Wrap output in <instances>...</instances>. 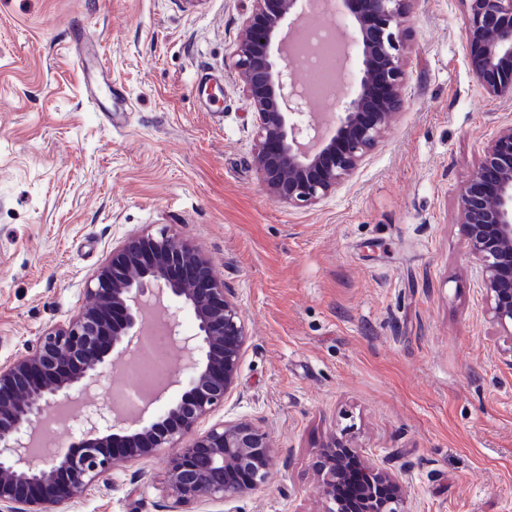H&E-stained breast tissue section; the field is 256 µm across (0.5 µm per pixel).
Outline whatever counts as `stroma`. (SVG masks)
<instances>
[{
  "mask_svg": "<svg viewBox=\"0 0 512 512\" xmlns=\"http://www.w3.org/2000/svg\"><path fill=\"white\" fill-rule=\"evenodd\" d=\"M251 0H0V363L87 304L133 233L202 248L246 317L231 396L276 453L235 512H324L311 459L346 437L403 478L412 512H512V367L459 232L460 190L512 122L468 64L465 0H411L404 104L335 194L305 207L257 176L233 67ZM170 449L72 512L174 505Z\"/></svg>",
  "mask_w": 512,
  "mask_h": 512,
  "instance_id": "obj_1",
  "label": "stroma"
}]
</instances>
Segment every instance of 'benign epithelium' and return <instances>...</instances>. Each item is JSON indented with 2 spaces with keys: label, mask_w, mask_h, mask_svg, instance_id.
Segmentation results:
<instances>
[{
  "label": "benign epithelium",
  "mask_w": 512,
  "mask_h": 512,
  "mask_svg": "<svg viewBox=\"0 0 512 512\" xmlns=\"http://www.w3.org/2000/svg\"><path fill=\"white\" fill-rule=\"evenodd\" d=\"M410 0H341L344 25L327 23L356 46L359 69L336 125L321 115L293 80L287 35L304 16L305 0H252L233 53L234 69L254 111L258 149L254 165L266 191L296 207L337 191L381 142L404 103L403 20ZM469 64L484 90L512 98V0H466ZM467 255L482 266L486 315L511 346L512 366V123L483 148L460 194ZM93 303L65 325L38 337L35 347L0 364V512H54L75 503L121 464L177 448L169 461L168 495L178 503H232L266 480L273 459L268 435L246 420L197 430L236 385L247 342L244 316L212 273L202 250L132 234L89 282ZM167 299L190 315L177 316L166 337L184 353L172 375L180 400L150 426L133 429L105 402L76 416L69 449L45 457L31 452L41 421L63 401H79L99 382L98 367L115 350L148 342L147 309ZM312 467L326 512H412L402 480L387 463L332 436L317 448Z\"/></svg>",
  "instance_id": "benign-epithelium-1"
}]
</instances>
